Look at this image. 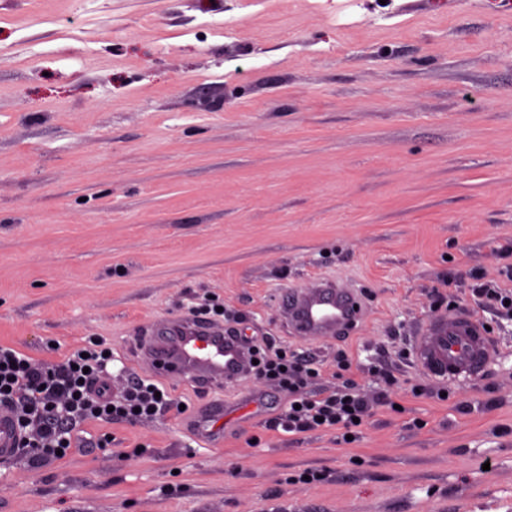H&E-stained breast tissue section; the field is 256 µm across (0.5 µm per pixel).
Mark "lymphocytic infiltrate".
Returning a JSON list of instances; mask_svg holds the SVG:
<instances>
[{"instance_id":"1","label":"lymphocytic infiltrate","mask_w":512,"mask_h":512,"mask_svg":"<svg viewBox=\"0 0 512 512\" xmlns=\"http://www.w3.org/2000/svg\"><path fill=\"white\" fill-rule=\"evenodd\" d=\"M474 304L496 318L512 319V287L478 278L471 290ZM104 341L90 339L57 363L36 364L25 354L0 345V408L13 412L21 439L18 453L34 464L70 451L79 427L93 421L143 422L168 410L173 400L157 384L132 374L121 396L109 384L111 359ZM258 375L288 393V409L272 427L303 434L317 430L351 432L356 419L367 416L368 404L355 379L336 389L314 387L320 376L313 357L287 355L273 342L253 344Z\"/></svg>"}]
</instances>
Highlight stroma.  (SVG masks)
Segmentation results:
<instances>
[{
  "mask_svg": "<svg viewBox=\"0 0 512 512\" xmlns=\"http://www.w3.org/2000/svg\"><path fill=\"white\" fill-rule=\"evenodd\" d=\"M506 248L512 0H0V344L55 363L104 338L113 391L133 373L177 404L86 424L102 451L0 459V512H512V321L479 312L498 349L479 380L411 354L431 291L472 309ZM318 276L360 295L345 337L279 320ZM208 304L391 405L348 442L297 435L269 428L288 394L267 380L140 364L144 326ZM218 398L209 443L191 420Z\"/></svg>",
  "mask_w": 512,
  "mask_h": 512,
  "instance_id": "35a3bbf8",
  "label": "stroma"
}]
</instances>
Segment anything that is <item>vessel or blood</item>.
<instances>
[{"mask_svg": "<svg viewBox=\"0 0 512 512\" xmlns=\"http://www.w3.org/2000/svg\"><path fill=\"white\" fill-rule=\"evenodd\" d=\"M359 299L345 284L318 278L291 288L281 301V316L296 334L318 340L347 331L363 317ZM153 371L186 378L211 389L237 381L251 369L250 347L234 334L202 318H171L164 336H141L136 343ZM412 356L426 377L441 382L481 377L497 356L485 325L470 311L453 310L422 325L412 341ZM222 405L206 408L193 422L196 432L215 440L221 432ZM18 432L13 414L0 410V458L14 456Z\"/></svg>", "mask_w": 512, "mask_h": 512, "instance_id": "vessel-or-blood-1", "label": "vessel or blood"}]
</instances>
